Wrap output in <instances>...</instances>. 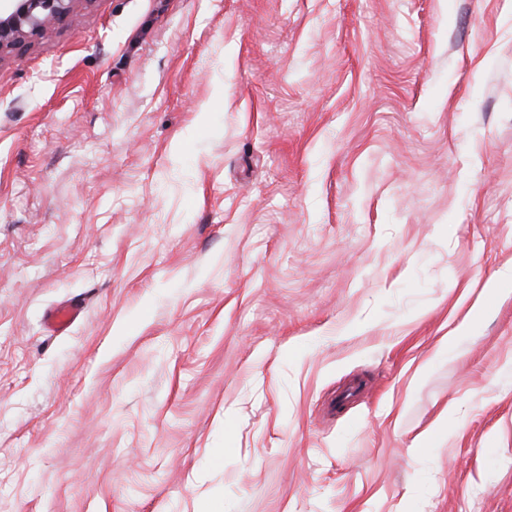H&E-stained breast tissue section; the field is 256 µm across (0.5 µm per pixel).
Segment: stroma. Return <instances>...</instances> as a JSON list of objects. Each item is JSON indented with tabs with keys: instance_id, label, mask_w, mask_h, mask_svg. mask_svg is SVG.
<instances>
[{
	"instance_id": "obj_1",
	"label": "stroma",
	"mask_w": 512,
	"mask_h": 512,
	"mask_svg": "<svg viewBox=\"0 0 512 512\" xmlns=\"http://www.w3.org/2000/svg\"><path fill=\"white\" fill-rule=\"evenodd\" d=\"M509 264L512 0H93L0 61V512H512Z\"/></svg>"
}]
</instances>
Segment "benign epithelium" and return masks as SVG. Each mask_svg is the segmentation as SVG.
<instances>
[{"instance_id": "1", "label": "benign epithelium", "mask_w": 512, "mask_h": 512, "mask_svg": "<svg viewBox=\"0 0 512 512\" xmlns=\"http://www.w3.org/2000/svg\"><path fill=\"white\" fill-rule=\"evenodd\" d=\"M93 0H0V61Z\"/></svg>"}]
</instances>
